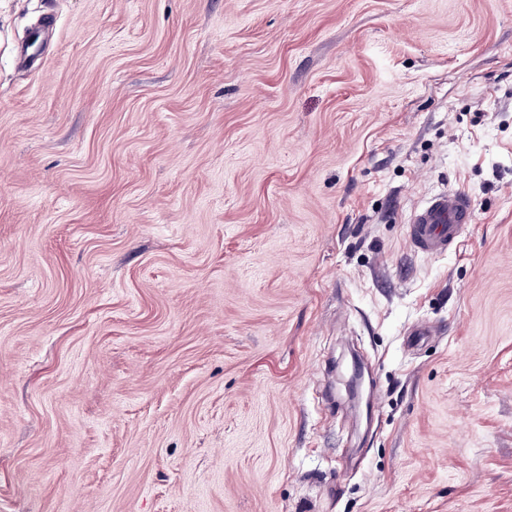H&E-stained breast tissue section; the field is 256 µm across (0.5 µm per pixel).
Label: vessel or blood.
I'll return each mask as SVG.
<instances>
[{
	"label": "vessel or blood",
	"mask_w": 512,
	"mask_h": 512,
	"mask_svg": "<svg viewBox=\"0 0 512 512\" xmlns=\"http://www.w3.org/2000/svg\"><path fill=\"white\" fill-rule=\"evenodd\" d=\"M474 205L462 189H444L415 210L408 221V241L414 251L427 257L452 249L464 225L472 223Z\"/></svg>",
	"instance_id": "obj_1"
}]
</instances>
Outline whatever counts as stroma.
<instances>
[{
  "instance_id": "1",
  "label": "stroma",
  "mask_w": 512,
  "mask_h": 512,
  "mask_svg": "<svg viewBox=\"0 0 512 512\" xmlns=\"http://www.w3.org/2000/svg\"><path fill=\"white\" fill-rule=\"evenodd\" d=\"M0 512H512V0H0ZM474 219L470 195L462 189H443L415 210L408 221V241L414 251L433 257L446 253L459 240L465 224Z\"/></svg>"
}]
</instances>
